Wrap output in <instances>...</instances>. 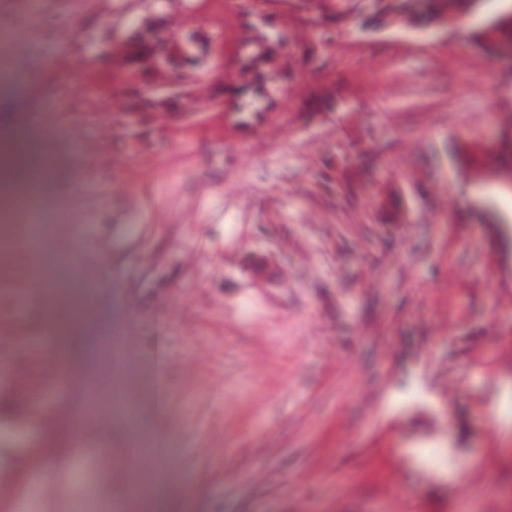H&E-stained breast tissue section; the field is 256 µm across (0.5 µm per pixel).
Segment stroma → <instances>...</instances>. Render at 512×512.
Returning a JSON list of instances; mask_svg holds the SVG:
<instances>
[{
	"instance_id": "35a3bbf8",
	"label": "stroma",
	"mask_w": 512,
	"mask_h": 512,
	"mask_svg": "<svg viewBox=\"0 0 512 512\" xmlns=\"http://www.w3.org/2000/svg\"><path fill=\"white\" fill-rule=\"evenodd\" d=\"M0 0V90L14 120L53 100L82 152L42 150L57 232L89 226L80 257L94 314L130 349L125 400L38 512H145L151 469L137 428L164 438L170 512H512V49L473 30L512 0H472L446 25L377 22L373 0H334L298 25L297 0ZM41 12L44 48L16 32ZM193 30L207 98L195 122L129 129L128 43L144 23ZM279 85L231 75L262 38ZM112 47L111 63L97 57ZM85 83L60 80L73 59ZM109 113L111 137L98 118ZM85 173L76 183V170ZM108 236L98 256L93 241ZM479 350L480 361L470 359ZM77 393L46 473L75 454ZM0 448L35 444L0 379ZM487 481L472 470L486 455Z\"/></svg>"
}]
</instances>
